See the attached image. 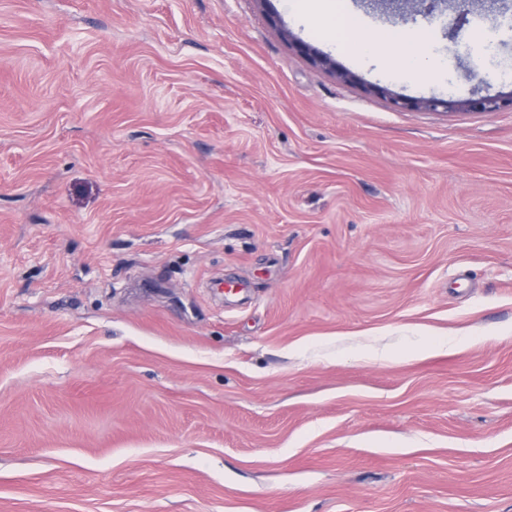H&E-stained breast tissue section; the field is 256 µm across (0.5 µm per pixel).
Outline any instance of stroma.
I'll use <instances>...</instances> for the list:
<instances>
[{
	"label": "stroma",
	"instance_id": "35a3bbf8",
	"mask_svg": "<svg viewBox=\"0 0 512 512\" xmlns=\"http://www.w3.org/2000/svg\"><path fill=\"white\" fill-rule=\"evenodd\" d=\"M415 26L0 0V512H512V109L389 98L512 87ZM290 4L318 38L353 61L378 58L398 78H411L422 71L440 76L439 62L431 53L430 31L370 25L363 10L350 0H292ZM390 97L394 104L398 107H416L430 111H445L453 109H468L477 112H499L505 105L512 108V95L507 99L502 96H485L480 98H472L466 100H456L453 98L429 97L419 100H408L406 98L394 95L390 92Z\"/></svg>",
	"mask_w": 512,
	"mask_h": 512
}]
</instances>
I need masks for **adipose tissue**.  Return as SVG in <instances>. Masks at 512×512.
<instances>
[{"instance_id":"adipose-tissue-1","label":"adipose tissue","mask_w":512,"mask_h":512,"mask_svg":"<svg viewBox=\"0 0 512 512\" xmlns=\"http://www.w3.org/2000/svg\"><path fill=\"white\" fill-rule=\"evenodd\" d=\"M291 7L318 38L332 43L339 54L351 60L380 59L399 78L422 71L435 76L440 73L429 31L369 24L351 0H291Z\"/></svg>"}]
</instances>
